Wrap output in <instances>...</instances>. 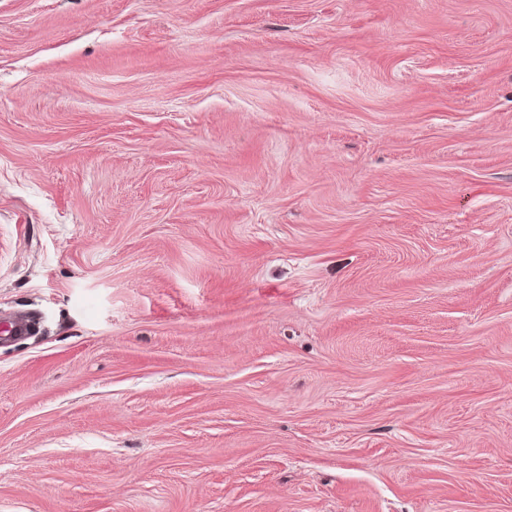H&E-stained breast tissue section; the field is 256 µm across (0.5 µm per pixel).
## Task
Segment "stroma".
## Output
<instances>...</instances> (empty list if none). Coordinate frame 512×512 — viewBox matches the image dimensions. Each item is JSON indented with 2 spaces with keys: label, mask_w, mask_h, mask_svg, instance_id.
I'll list each match as a JSON object with an SVG mask.
<instances>
[{
  "label": "stroma",
  "mask_w": 512,
  "mask_h": 512,
  "mask_svg": "<svg viewBox=\"0 0 512 512\" xmlns=\"http://www.w3.org/2000/svg\"><path fill=\"white\" fill-rule=\"evenodd\" d=\"M0 512H512V0H0Z\"/></svg>",
  "instance_id": "1"
}]
</instances>
